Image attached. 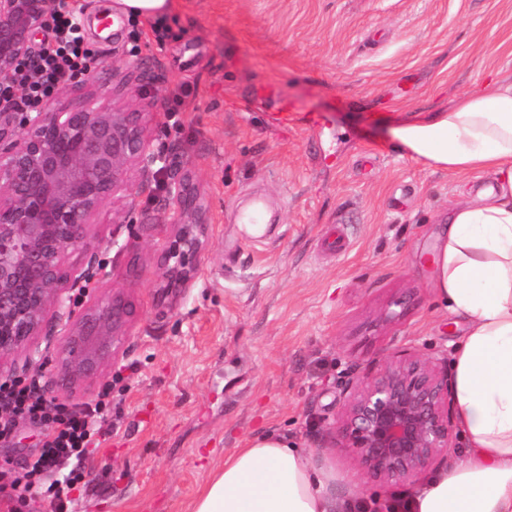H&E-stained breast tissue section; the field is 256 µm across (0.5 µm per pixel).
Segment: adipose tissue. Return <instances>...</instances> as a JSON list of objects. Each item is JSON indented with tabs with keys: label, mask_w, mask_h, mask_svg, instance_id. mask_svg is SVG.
<instances>
[{
	"label": "adipose tissue",
	"mask_w": 512,
	"mask_h": 512,
	"mask_svg": "<svg viewBox=\"0 0 512 512\" xmlns=\"http://www.w3.org/2000/svg\"><path fill=\"white\" fill-rule=\"evenodd\" d=\"M434 170L488 175L452 204L432 288L463 334L450 357L454 424L466 446L408 493L409 512H512V78H494L393 131ZM332 469L274 432L224 455L192 512H354Z\"/></svg>",
	"instance_id": "1"
}]
</instances>
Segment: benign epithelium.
<instances>
[{"label": "benign epithelium", "mask_w": 512, "mask_h": 512, "mask_svg": "<svg viewBox=\"0 0 512 512\" xmlns=\"http://www.w3.org/2000/svg\"><path fill=\"white\" fill-rule=\"evenodd\" d=\"M51 19V0H0V84L36 57L33 37ZM154 162L146 113L115 107L102 96L37 112H0V378L43 364L40 337H62L59 385L97 375L126 335L128 307L119 295L102 299L90 285L100 267L88 262L72 280L62 272L69 250L85 242L92 217L121 195L136 203L135 171L148 182ZM182 230L168 258L178 259L168 287L187 279L186 261L200 249L193 229L205 214L189 177L167 183ZM453 404L448 371L409 348L384 368L343 388L340 447L370 476L411 483L447 458Z\"/></svg>", "instance_id": "obj_1"}]
</instances>
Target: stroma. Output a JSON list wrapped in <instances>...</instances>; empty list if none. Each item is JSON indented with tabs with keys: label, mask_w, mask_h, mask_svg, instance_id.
<instances>
[{
	"label": "stroma",
	"mask_w": 512,
	"mask_h": 512,
	"mask_svg": "<svg viewBox=\"0 0 512 512\" xmlns=\"http://www.w3.org/2000/svg\"><path fill=\"white\" fill-rule=\"evenodd\" d=\"M74 2L99 81L52 102L101 86L150 113L153 150L167 176L190 177L208 222L180 288L165 259L180 227L154 184L135 210L106 201L68 255L65 274L96 259L111 275L103 293L130 309L100 378L63 390L55 365L27 370L61 401L112 404L73 512H189L225 453L263 430L310 449L362 504L387 499L394 486L336 446L342 387L399 346L448 366L462 330L435 299L430 249L477 183L416 161L393 130L489 72L512 78V0H171L160 44L115 0ZM284 99L294 112H277ZM250 198L275 208L260 238L238 226ZM40 431L24 419L0 440V512H50L10 486Z\"/></svg>",
	"instance_id": "obj_1"
}]
</instances>
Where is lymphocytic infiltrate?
Instances as JSON below:
<instances>
[{"label": "lymphocytic infiltrate", "mask_w": 512, "mask_h": 512, "mask_svg": "<svg viewBox=\"0 0 512 512\" xmlns=\"http://www.w3.org/2000/svg\"><path fill=\"white\" fill-rule=\"evenodd\" d=\"M52 20L48 47L15 73L26 107L49 98L75 72L94 69L97 52L85 42L78 11L67 8L64 0H56ZM110 410L109 402L102 399L58 401L46 394L37 378L0 382V439L12 435L20 418L42 428L37 451L24 461L22 494L47 501L53 512H70L72 493L106 436L103 425Z\"/></svg>", "instance_id": "1"}]
</instances>
